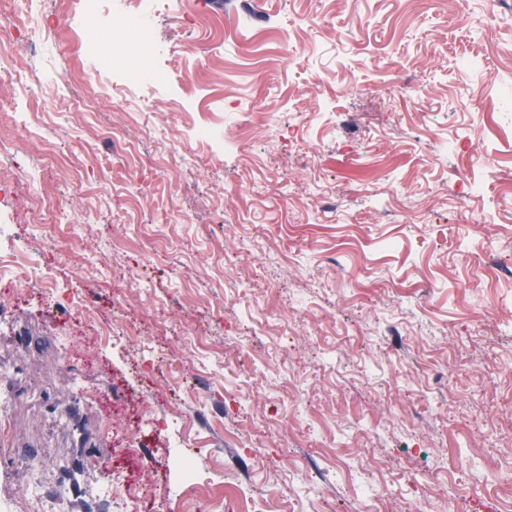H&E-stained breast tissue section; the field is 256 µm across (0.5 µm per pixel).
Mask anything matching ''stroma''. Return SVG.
<instances>
[{
    "label": "stroma",
    "mask_w": 512,
    "mask_h": 512,
    "mask_svg": "<svg viewBox=\"0 0 512 512\" xmlns=\"http://www.w3.org/2000/svg\"><path fill=\"white\" fill-rule=\"evenodd\" d=\"M124 8L89 21L73 0H0L32 46L0 71V130L21 142L0 161L17 175L0 241L35 243L122 332L87 368L89 334L63 350L55 309L0 283V512L30 461L47 490L75 487L57 512H106V460L149 477L139 512H185L190 471L216 512H351L322 446L380 461L362 481L404 483L431 512L448 493L425 477L451 459L464 512L512 506V207L477 191L512 188V0H202L208 24L152 21L145 64L167 79L150 106L82 48L123 52ZM29 104L45 130L24 129ZM244 124L246 144L225 141ZM37 189L93 232L44 241ZM149 232L164 249H140ZM84 384L116 403L112 434ZM142 400L166 435L134 424ZM130 446L157 465L142 473ZM13 375L12 369L5 363H0V439L8 433L10 426V409L12 399L6 389L8 379ZM2 385L4 388L2 389Z\"/></svg>",
    "instance_id": "1"
}]
</instances>
